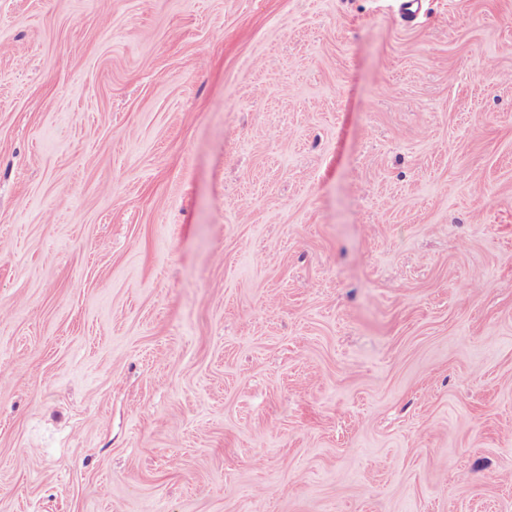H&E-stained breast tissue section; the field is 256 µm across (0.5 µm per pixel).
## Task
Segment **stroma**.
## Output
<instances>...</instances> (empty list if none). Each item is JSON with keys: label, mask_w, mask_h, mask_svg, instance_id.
<instances>
[{"label": "stroma", "mask_w": 512, "mask_h": 512, "mask_svg": "<svg viewBox=\"0 0 512 512\" xmlns=\"http://www.w3.org/2000/svg\"><path fill=\"white\" fill-rule=\"evenodd\" d=\"M0 0V512H512V0Z\"/></svg>", "instance_id": "1"}]
</instances>
